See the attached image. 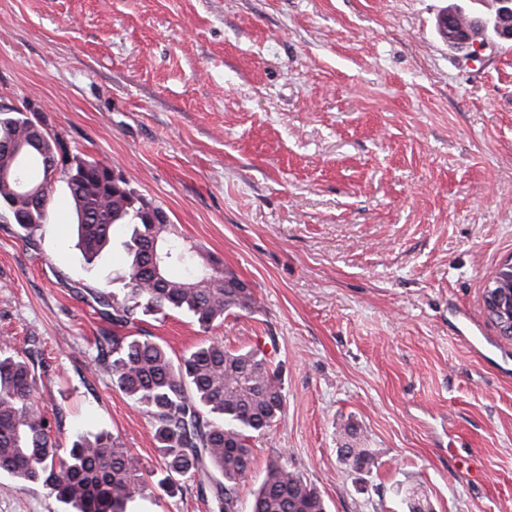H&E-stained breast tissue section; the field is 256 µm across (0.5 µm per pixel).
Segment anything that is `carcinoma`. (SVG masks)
I'll return each instance as SVG.
<instances>
[{
    "instance_id": "obj_1",
    "label": "carcinoma",
    "mask_w": 512,
    "mask_h": 512,
    "mask_svg": "<svg viewBox=\"0 0 512 512\" xmlns=\"http://www.w3.org/2000/svg\"><path fill=\"white\" fill-rule=\"evenodd\" d=\"M0 210L22 229L46 223L55 181L67 184L77 216L78 244L90 262L112 247L116 230L125 264L97 303L112 321L99 340L98 362L112 382L151 418L164 478L196 484L215 512H235L238 483L253 457L251 440L275 425L285 396L272 360L259 347L230 350L211 341L172 358L149 335L136 336L140 316L179 311L203 330L224 317L253 313V289L239 288L234 272L194 243L178 241L165 211L131 189L105 162L71 156L38 113L0 108ZM34 363L0 348V470L42 485L74 512H126L147 480L136 458L104 434L80 436L64 454L51 426L32 402ZM338 449L354 471L375 466L371 448L358 447L357 429ZM252 512H326L320 492L283 456L270 459Z\"/></svg>"
}]
</instances>
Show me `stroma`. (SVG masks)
Here are the masks:
<instances>
[{
	"label": "stroma",
	"mask_w": 512,
	"mask_h": 512,
	"mask_svg": "<svg viewBox=\"0 0 512 512\" xmlns=\"http://www.w3.org/2000/svg\"><path fill=\"white\" fill-rule=\"evenodd\" d=\"M489 0H0V107L37 109L70 154L110 164L259 309L201 330L139 327L182 354L261 347L281 419L252 441L249 512L271 456L327 512H512V339L483 304L512 260V41L448 44L447 8ZM65 182L46 224L0 215V339L35 360L61 448L104 433L159 474L148 415L96 360V302L124 251L87 264ZM355 426L376 465L339 459ZM128 512H212L149 486ZM0 512H68L0 471Z\"/></svg>",
	"instance_id": "stroma-1"
}]
</instances>
